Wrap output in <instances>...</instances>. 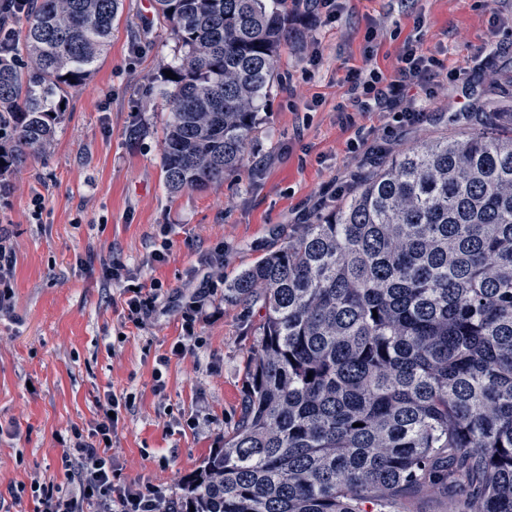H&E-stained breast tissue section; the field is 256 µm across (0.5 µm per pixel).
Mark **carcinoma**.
<instances>
[{
    "label": "carcinoma",
    "instance_id": "obj_1",
    "mask_svg": "<svg viewBox=\"0 0 512 512\" xmlns=\"http://www.w3.org/2000/svg\"><path fill=\"white\" fill-rule=\"evenodd\" d=\"M181 51L164 78L171 194L247 160L288 0H155ZM123 0H36L0 56V185L55 136ZM482 117L512 121V92ZM257 309L246 388L222 447L174 512H512V131L423 139L224 285ZM312 378H307V375ZM448 501L447 495L432 494L411 499L405 506L410 512H448Z\"/></svg>",
    "mask_w": 512,
    "mask_h": 512
}]
</instances>
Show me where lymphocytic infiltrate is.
Listing matches in <instances>:
<instances>
[{
    "label": "lymphocytic infiltrate",
    "instance_id": "lymphocytic-infiltrate-1",
    "mask_svg": "<svg viewBox=\"0 0 512 512\" xmlns=\"http://www.w3.org/2000/svg\"><path fill=\"white\" fill-rule=\"evenodd\" d=\"M377 37L376 28L367 29L365 64L346 77L349 100L362 112L392 113L397 127L419 126L427 114L417 108L418 99L435 94L436 78L452 83L458 81L460 73L446 70L442 60L424 52L418 41L410 39L404 42L391 69L382 70L373 62ZM202 262L208 271L184 304L185 334L170 348L174 357L203 347L205 339L199 336L196 325L205 318L214 289L224 283L219 273L224 263L223 247L204 255ZM132 404L131 397L105 394L92 430L85 434L75 429L62 438L61 482L35 480L30 485L37 512H170L171 500L164 489L151 483L122 480L110 454L109 442L118 427L116 414ZM69 484L76 485L75 493H65Z\"/></svg>",
    "mask_w": 512,
    "mask_h": 512
}]
</instances>
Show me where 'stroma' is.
Wrapping results in <instances>:
<instances>
[{
  "label": "stroma",
  "mask_w": 512,
  "mask_h": 512,
  "mask_svg": "<svg viewBox=\"0 0 512 512\" xmlns=\"http://www.w3.org/2000/svg\"><path fill=\"white\" fill-rule=\"evenodd\" d=\"M372 21L388 32L379 67L416 36L426 52L465 71V86L438 89L422 104L426 121L388 144L381 140L387 113L354 111L344 81L364 65ZM301 28L317 36L321 60L311 64L302 43L283 50L245 166L222 184L172 195L160 166L169 110L156 78L180 51L154 8L124 0L112 40L93 78L72 92L51 149L32 154L0 192V231L15 261L12 310L0 316V512L17 507L9 485L59 481L58 435L90 429L96 401L108 392L135 398L119 415L112 445L123 478L178 497L182 480L238 415L260 320L257 310L216 292L197 327L205 345L160 365L183 333L181 302L203 277L200 257L223 246L224 278L232 280L384 157L423 136L468 132L488 75L512 70V0H343L335 22L312 14ZM491 42L498 48L484 68L469 69ZM292 89L318 106L292 109ZM135 124L147 133L131 145ZM359 130L368 136L365 154L348 146ZM164 225L171 247L163 261H150ZM111 263L162 283L165 295L145 326L127 320L122 287L104 281ZM197 415L209 418L208 427H187Z\"/></svg>",
  "instance_id": "35a3bbf8"
}]
</instances>
